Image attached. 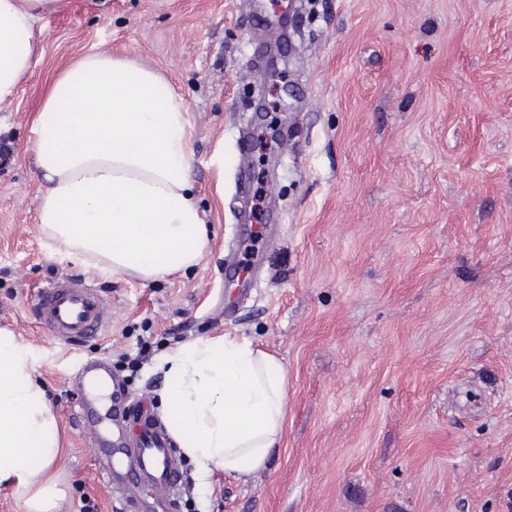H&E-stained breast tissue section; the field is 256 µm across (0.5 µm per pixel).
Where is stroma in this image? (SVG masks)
<instances>
[{
    "mask_svg": "<svg viewBox=\"0 0 512 512\" xmlns=\"http://www.w3.org/2000/svg\"><path fill=\"white\" fill-rule=\"evenodd\" d=\"M67 0L0 103V328L61 426L58 512H122L80 415L108 363L162 415L179 341L248 339L281 360L267 467L200 478L183 512H512V0ZM152 66L189 109L200 263L157 280L52 253L37 222L38 117L81 54ZM82 274L112 310L77 346L31 294Z\"/></svg>",
    "mask_w": 512,
    "mask_h": 512,
    "instance_id": "stroma-1",
    "label": "stroma"
}]
</instances>
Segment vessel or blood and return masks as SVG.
<instances>
[{"label":"vessel or blood","instance_id":"vessel-or-blood-1","mask_svg":"<svg viewBox=\"0 0 512 512\" xmlns=\"http://www.w3.org/2000/svg\"><path fill=\"white\" fill-rule=\"evenodd\" d=\"M33 309L52 335L72 344L102 335L112 323V311L104 298L78 275L59 277L38 288ZM85 378L94 392L83 399L80 408L98 442L97 453L103 463L102 478L113 479L117 467H124L125 481L141 483L162 492L163 512H177L174 491L181 474L164 428L151 422L142 425L140 432L131 439L122 433L108 436L105 432L107 422H122L127 418V395L120 383L112 382L104 362L90 365ZM106 387L112 390V404L103 410L95 392Z\"/></svg>","mask_w":512,"mask_h":512}]
</instances>
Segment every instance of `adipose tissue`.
<instances>
[{
  "mask_svg": "<svg viewBox=\"0 0 512 512\" xmlns=\"http://www.w3.org/2000/svg\"><path fill=\"white\" fill-rule=\"evenodd\" d=\"M64 0H0V102L31 71L43 17ZM186 103L154 69L90 51L54 78L36 144L37 219L54 253L102 274L154 280L201 260L208 230L194 200ZM164 422L201 476L264 469L287 415L283 364L251 342L197 339L166 354ZM60 426L29 352L0 328V483L23 512H55Z\"/></svg>",
  "mask_w": 512,
  "mask_h": 512,
  "instance_id": "ef3b65f1",
  "label": "adipose tissue"
}]
</instances>
